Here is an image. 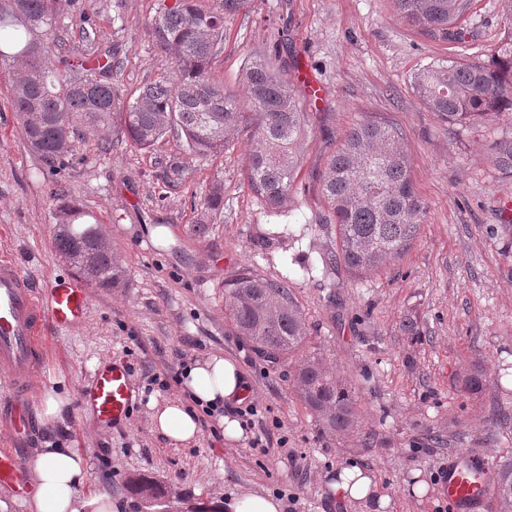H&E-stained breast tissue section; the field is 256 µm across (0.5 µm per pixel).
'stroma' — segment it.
<instances>
[{"label":"stroma","instance_id":"35a3bbf8","mask_svg":"<svg viewBox=\"0 0 512 512\" xmlns=\"http://www.w3.org/2000/svg\"><path fill=\"white\" fill-rule=\"evenodd\" d=\"M55 34L83 48L80 18L96 23L100 47L120 49L122 80L133 90L167 70L147 29L159 0H76ZM464 57L490 53L504 38L497 0H474ZM319 90L314 127L287 212L275 213L250 191L243 165L253 135L244 128L223 156L189 162L167 188L162 164L175 141L130 147L116 127L83 128L65 170L49 168L27 147L0 74V256L19 262L36 283L69 274L52 240L59 195L96 215L127 271L121 288H91L78 326L48 337L47 361L33 376L36 411L47 397L64 400L53 423L38 420L22 454L63 441L87 462V494L112 496V512H195L200 499L230 505L247 493L268 494L282 512H354L329 489L337 469L366 468L390 498L387 512H456L442 474L456 453L488 463L512 451V180L490 166L488 147L512 134V117L448 126L412 89L414 74L447 57L424 39L393 0H254L249 13L226 18L224 51L212 71L242 93V69L260 54ZM400 126L418 195L427 205L420 235L399 261L350 276L323 274L320 256L335 249L324 225L319 179L329 154L363 115ZM224 184V209L198 229L200 202L213 181ZM312 230L289 243L282 230ZM287 281L306 317L308 349L320 351L337 380L354 390L360 430L321 433L293 388L294 366L272 363L239 336L224 315V287L243 270ZM418 322L409 339L407 319ZM210 355L239 362L260 412L244 441L225 442L217 417L199 424L197 441L171 443L153 424L154 405L184 389L153 387L155 376ZM130 366L133 409L121 426L81 409L78 391L99 365ZM482 365V393L461 391ZM374 436L363 443L361 433ZM264 434L265 442L248 440ZM145 477L161 495L147 503L129 488Z\"/></svg>","mask_w":512,"mask_h":512}]
</instances>
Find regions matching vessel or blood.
<instances>
[{"label": "vessel or blood", "mask_w": 512, "mask_h": 512, "mask_svg": "<svg viewBox=\"0 0 512 512\" xmlns=\"http://www.w3.org/2000/svg\"><path fill=\"white\" fill-rule=\"evenodd\" d=\"M90 304V291L80 276L69 275L35 287L11 258L0 259V370L18 371L7 396L0 401V417L18 440L31 437L36 427L27 377L40 372L49 331H63L81 323ZM133 389L122 363L101 365L79 390V404L105 423L120 426L129 418ZM488 471L474 456L454 457L444 477L449 502L468 505L486 499ZM27 466L10 449H0V484L25 487Z\"/></svg>", "instance_id": "vessel-or-blood-1"}]
</instances>
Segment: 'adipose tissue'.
Instances as JSON below:
<instances>
[{
	"label": "adipose tissue",
	"instance_id": "ef3b65f1",
	"mask_svg": "<svg viewBox=\"0 0 512 512\" xmlns=\"http://www.w3.org/2000/svg\"><path fill=\"white\" fill-rule=\"evenodd\" d=\"M184 385L193 404L211 406L242 403L249 389L241 366L227 356H211L188 366ZM192 406L180 399L167 402L153 415L156 428L172 442L194 443L200 429ZM30 468L35 491L25 502L28 512H112L110 499L84 492L86 460L73 448L57 442L32 449ZM330 489L348 503L367 505L385 499L374 477L355 464L341 468Z\"/></svg>",
	"mask_w": 512,
	"mask_h": 512
}]
</instances>
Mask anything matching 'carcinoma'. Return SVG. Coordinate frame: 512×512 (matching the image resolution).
I'll use <instances>...</instances> for the list:
<instances>
[{"label":"carcinoma","instance_id":"1","mask_svg":"<svg viewBox=\"0 0 512 512\" xmlns=\"http://www.w3.org/2000/svg\"><path fill=\"white\" fill-rule=\"evenodd\" d=\"M73 0H0V65L7 67L11 106L32 152L62 170L76 149L78 128L105 127L120 117L129 146L150 150L168 138L190 159L207 161L224 154L243 126L253 127L255 143L246 157L251 191L273 212L288 209L307 139L311 115L302 110L295 77L258 56L243 68L245 96L224 89L211 70L224 47V17L247 10L253 0H160L148 29L151 42L169 67L163 76L135 92L121 80L116 48L97 45L91 18L83 17L89 49L71 57L52 36L54 25ZM511 23L508 34L486 59H442L412 79L415 94L450 125L512 114V0H498ZM398 15L432 42L463 45L473 0H394ZM489 161L512 178V136L488 148ZM188 170L174 156L164 169L176 183ZM320 195L336 227L338 246L320 256L323 270L342 266L361 276L401 259L418 235L427 206L416 192L411 162L400 127L385 117L366 115L346 133L330 155ZM224 200L214 182L199 219L209 224ZM100 220L79 203L60 197L53 245L56 252L96 288H122L126 271L98 228ZM224 314L239 335L272 363H286L307 343L304 313L284 282L245 270L224 287ZM488 375L480 366L463 377V392L476 395ZM294 386L299 401L325 435L359 429L360 412L351 389L326 370L323 357L300 359ZM492 497L499 512H512V454L496 462Z\"/></svg>","mask_w":512,"mask_h":512}]
</instances>
